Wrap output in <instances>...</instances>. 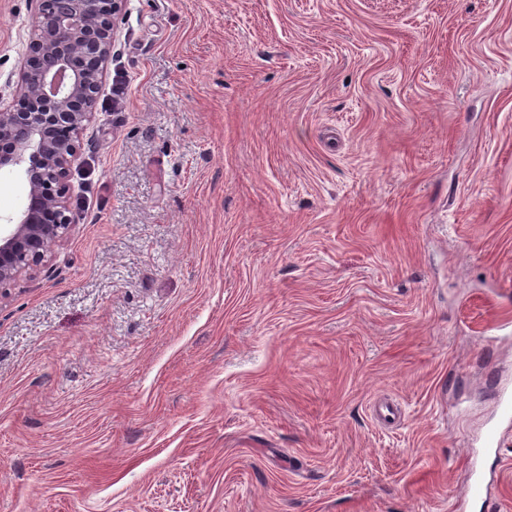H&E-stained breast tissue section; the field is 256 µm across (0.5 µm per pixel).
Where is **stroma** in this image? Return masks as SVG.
Instances as JSON below:
<instances>
[{"instance_id":"35a3bbf8","label":"stroma","mask_w":512,"mask_h":512,"mask_svg":"<svg viewBox=\"0 0 512 512\" xmlns=\"http://www.w3.org/2000/svg\"><path fill=\"white\" fill-rule=\"evenodd\" d=\"M70 183L0 512H512V0H125Z\"/></svg>"}]
</instances>
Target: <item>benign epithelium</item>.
I'll list each match as a JSON object with an SVG mask.
<instances>
[{"instance_id": "benign-epithelium-1", "label": "benign epithelium", "mask_w": 512, "mask_h": 512, "mask_svg": "<svg viewBox=\"0 0 512 512\" xmlns=\"http://www.w3.org/2000/svg\"><path fill=\"white\" fill-rule=\"evenodd\" d=\"M123 0H39L35 33L16 86L0 109V170L20 171L25 204L0 232V288L44 268L75 228L70 171L90 121Z\"/></svg>"}]
</instances>
